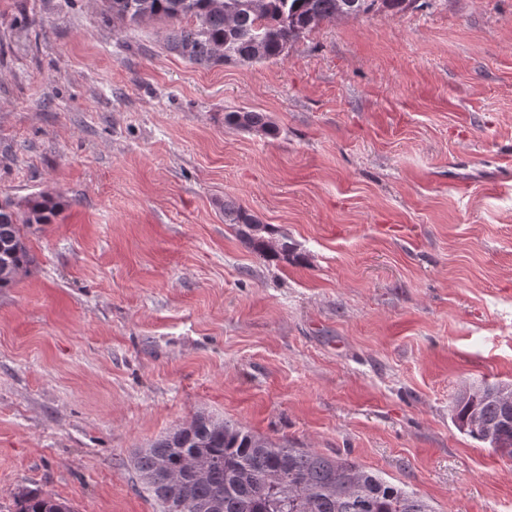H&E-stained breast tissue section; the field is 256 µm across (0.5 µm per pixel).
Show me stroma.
<instances>
[{"mask_svg": "<svg viewBox=\"0 0 512 512\" xmlns=\"http://www.w3.org/2000/svg\"><path fill=\"white\" fill-rule=\"evenodd\" d=\"M169 27L0 0V199L58 204L0 289V512H164L134 453L200 412L512 512V457L454 419L512 384V0L328 20L257 64ZM225 121L247 131H261L274 134L275 128L268 117L262 112L239 110L225 114ZM224 221H227L228 224H236L239 237L267 260L275 259L280 254L288 257V244H281L280 251L271 247L264 236L265 233H268V227L261 224L240 205L236 206L235 203L225 202ZM16 512H73L69 503L60 498L30 490L16 499Z\"/></svg>", "mask_w": 512, "mask_h": 512, "instance_id": "1", "label": "stroma"}]
</instances>
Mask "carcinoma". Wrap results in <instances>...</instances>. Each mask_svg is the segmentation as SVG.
<instances>
[{"label":"carcinoma","instance_id":"cac0c4a2","mask_svg":"<svg viewBox=\"0 0 512 512\" xmlns=\"http://www.w3.org/2000/svg\"><path fill=\"white\" fill-rule=\"evenodd\" d=\"M416 0H105V12L131 24L163 19L172 23L166 47L188 61L211 66L263 63L285 55L288 46L325 20L375 12L400 14ZM191 26L181 25L183 19ZM225 121L247 131L273 134L262 112L239 110ZM57 209L52 199L27 200L24 211L0 201V244L10 246L4 263L22 270L31 262L21 227L46 224ZM224 220L239 237L271 260L288 255L265 240L268 227L243 207L224 203ZM486 385L477 401L497 443L512 449V405ZM179 476L175 502L163 499L148 476L160 464ZM142 481L166 512H435L412 490L364 470L340 453L290 448L242 426L199 413L195 427L176 428L134 454ZM16 512H73L65 500L30 490L16 499Z\"/></svg>","mask_w":512,"mask_h":512}]
</instances>
